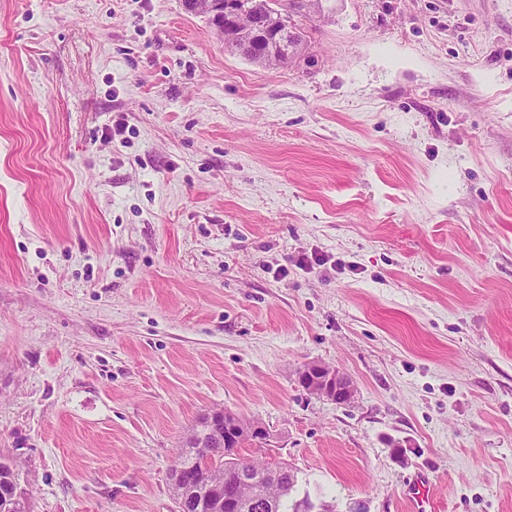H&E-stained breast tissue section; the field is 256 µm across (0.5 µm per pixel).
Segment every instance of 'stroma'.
Returning <instances> with one entry per match:
<instances>
[{
    "instance_id": "obj_1",
    "label": "stroma",
    "mask_w": 512,
    "mask_h": 512,
    "mask_svg": "<svg viewBox=\"0 0 512 512\" xmlns=\"http://www.w3.org/2000/svg\"><path fill=\"white\" fill-rule=\"evenodd\" d=\"M303 58L183 0H0V460L176 512L226 408L335 512H512V0H326ZM329 365L338 404L297 383ZM328 368L316 363L308 365L299 372L298 384L303 389L310 387L321 397L333 402H341L343 399L350 401L354 396L352 382L338 370Z\"/></svg>"
}]
</instances>
